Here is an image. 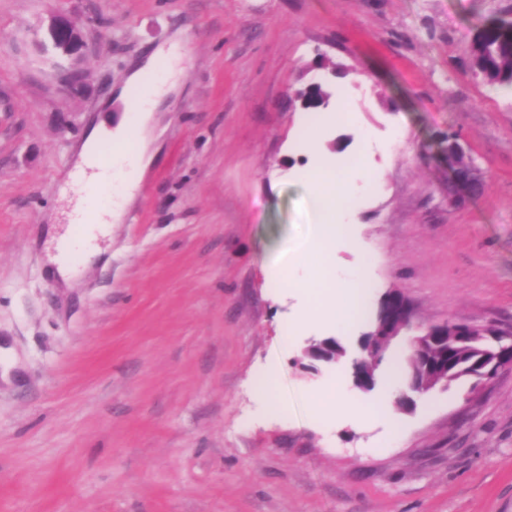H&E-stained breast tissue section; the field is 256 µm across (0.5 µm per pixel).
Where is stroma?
I'll return each instance as SVG.
<instances>
[{"instance_id": "35a3bbf8", "label": "stroma", "mask_w": 512, "mask_h": 512, "mask_svg": "<svg viewBox=\"0 0 512 512\" xmlns=\"http://www.w3.org/2000/svg\"><path fill=\"white\" fill-rule=\"evenodd\" d=\"M59 14L83 22L77 55L47 45ZM498 18L512 0H0V512H512V371L435 388L394 425L309 409L334 373L351 382L387 290L414 323L512 336V89L468 54ZM174 45L154 160L102 258L75 255L78 285L59 287L65 176L126 77ZM322 58L352 119L325 124L320 155L339 162L368 128L379 179L359 250L334 246L375 286L343 331L295 327L311 297L269 288L263 263L309 222L312 114L287 99ZM404 133L412 150L393 149ZM452 144L477 188L454 182ZM332 335L348 358L307 370ZM273 363L284 420L254 397Z\"/></svg>"}]
</instances>
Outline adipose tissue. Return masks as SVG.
<instances>
[{
  "label": "adipose tissue",
  "mask_w": 512,
  "mask_h": 512,
  "mask_svg": "<svg viewBox=\"0 0 512 512\" xmlns=\"http://www.w3.org/2000/svg\"><path fill=\"white\" fill-rule=\"evenodd\" d=\"M180 61V54L171 51L154 55L134 70L119 93L120 99L125 100L128 106V116L122 117L113 128L103 123L97 125L85 138L80 159L73 169L79 182L75 185L66 184L62 194L72 202L67 214L69 223L84 227L79 245L87 259L92 260L101 255V240L111 235L112 223L119 217L123 201L131 195L152 161L145 144L144 125L166 95L168 79L174 76L175 67ZM106 138L117 140L123 147L122 154L110 167L94 162L95 152ZM119 175L124 176L125 184L117 200L110 206H100L79 190L83 184L100 186L113 182ZM311 405L314 412L343 416L356 424L368 419H385L391 422L396 419L392 407L385 400H357L337 382L316 391L311 398Z\"/></svg>",
  "instance_id": "obj_1"
}]
</instances>
